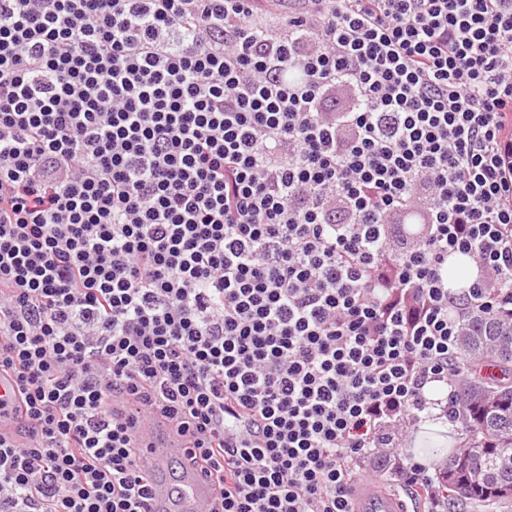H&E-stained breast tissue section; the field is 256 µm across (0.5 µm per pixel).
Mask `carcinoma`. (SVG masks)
<instances>
[{"label":"carcinoma","instance_id":"carcinoma-1","mask_svg":"<svg viewBox=\"0 0 512 512\" xmlns=\"http://www.w3.org/2000/svg\"><path fill=\"white\" fill-rule=\"evenodd\" d=\"M512 309L466 315L458 336L460 369L468 373L460 387L462 418L460 431L467 451L453 455L438 466V482L447 492V505L469 512L481 508L494 512L512 495V465L500 460L512 457ZM493 364L498 375L490 377L483 367ZM476 450L481 451L486 472L462 465Z\"/></svg>","mask_w":512,"mask_h":512}]
</instances>
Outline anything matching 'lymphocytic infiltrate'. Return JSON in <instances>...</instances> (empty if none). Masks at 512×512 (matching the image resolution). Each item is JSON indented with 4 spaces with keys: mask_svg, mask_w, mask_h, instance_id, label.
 Listing matches in <instances>:
<instances>
[{
    "mask_svg": "<svg viewBox=\"0 0 512 512\" xmlns=\"http://www.w3.org/2000/svg\"><path fill=\"white\" fill-rule=\"evenodd\" d=\"M259 2L0 0V512H150V414L211 512H351L368 457L438 512L405 437L512 308V0Z\"/></svg>",
    "mask_w": 512,
    "mask_h": 512,
    "instance_id": "1",
    "label": "lymphocytic infiltrate"
}]
</instances>
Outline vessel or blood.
Here are the masks:
<instances>
[{
    "mask_svg": "<svg viewBox=\"0 0 512 512\" xmlns=\"http://www.w3.org/2000/svg\"><path fill=\"white\" fill-rule=\"evenodd\" d=\"M140 462L150 478L155 512H210L214 487L211 481L184 464L177 479H170L172 461L183 457V443L171 434L167 423L149 418L140 426ZM354 512H409L399 492L389 491L371 479L359 482Z\"/></svg>",
    "mask_w": 512,
    "mask_h": 512,
    "instance_id": "1",
    "label": "vessel or blood"
}]
</instances>
